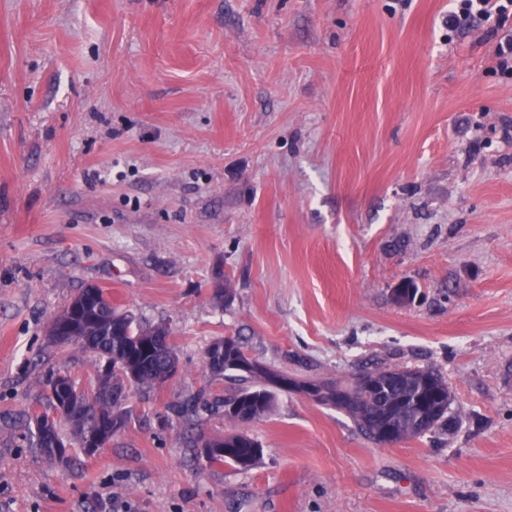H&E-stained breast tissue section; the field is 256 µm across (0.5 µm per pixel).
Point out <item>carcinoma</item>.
I'll use <instances>...</instances> for the list:
<instances>
[{
    "mask_svg": "<svg viewBox=\"0 0 512 512\" xmlns=\"http://www.w3.org/2000/svg\"><path fill=\"white\" fill-rule=\"evenodd\" d=\"M72 302L78 306L77 315H68L65 308L54 323H74L75 339L68 344L91 352L110 365V371L103 374L100 364H95L93 376L84 383H73V390L68 394L69 409L62 421L70 426L72 436L80 443L93 431L91 418L84 414V405L96 407L103 419L123 428L130 410L112 402V392L128 385L153 389L163 384L178 356L167 343L142 359L137 374L129 377L127 349L146 337L158 336L167 341L168 329L141 327L132 313L113 307L112 300L100 287L93 291L83 289ZM208 349L214 356L204 359V368L212 380L231 378L244 383L236 396L218 402L214 413H220L222 407L236 405L234 415L224 413V419L234 424H248L270 414L276 394L269 388L272 376L267 370L258 366L249 376L238 373L233 363L243 349L232 337L218 338ZM313 392L317 400L343 410L361 431L379 443L420 438L448 427L451 392L447 382L431 370L386 366L361 374L351 385L324 388L315 385ZM30 419L34 421L37 445L49 460L56 461L53 444L62 441L58 425L47 426L34 414ZM204 442L216 449L206 461L209 466L225 464L249 470L262 458V454L251 451L258 442L242 432L209 437Z\"/></svg>",
    "mask_w": 512,
    "mask_h": 512,
    "instance_id": "cac0c4a2",
    "label": "carcinoma"
}]
</instances>
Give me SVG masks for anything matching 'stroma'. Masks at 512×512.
I'll return each mask as SVG.
<instances>
[{
  "label": "stroma",
  "mask_w": 512,
  "mask_h": 512,
  "mask_svg": "<svg viewBox=\"0 0 512 512\" xmlns=\"http://www.w3.org/2000/svg\"><path fill=\"white\" fill-rule=\"evenodd\" d=\"M453 6L0 0V512H512V16ZM89 285L179 373L54 463L27 414L93 372L48 336ZM225 336L303 381L434 370L457 425L381 445L293 390L255 468L206 466L230 424L173 408ZM456 7L448 14V29H458L464 25H488L495 29L499 19L510 7L511 0H455ZM495 22V23H494ZM494 23V24H493Z\"/></svg>",
  "instance_id": "stroma-1"
}]
</instances>
